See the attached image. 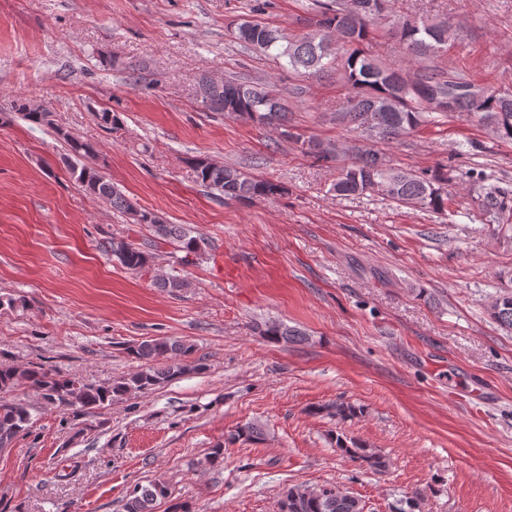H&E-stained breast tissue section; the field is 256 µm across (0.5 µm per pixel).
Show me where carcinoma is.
Returning <instances> with one entry per match:
<instances>
[{
    "label": "carcinoma",
    "instance_id": "1",
    "mask_svg": "<svg viewBox=\"0 0 512 512\" xmlns=\"http://www.w3.org/2000/svg\"><path fill=\"white\" fill-rule=\"evenodd\" d=\"M387 25V34L399 48L419 64L413 74L385 66L371 51L375 31ZM449 20L429 16H409L400 21L392 19L390 0H331L321 6L311 22V31L290 39L280 30L261 22H248L234 29L235 39L246 49L263 53L275 52V57L288 58V67L304 69L310 75L323 74L336 68L348 89L347 97L336 112V123L360 129L370 112H379L382 125L375 132L374 143H393L420 130L434 120L428 103L435 99H453V105H443L442 115H466L473 121L493 128L496 137L512 141V91L493 86L483 88V96L469 98L474 82L460 73H449L432 61L448 50L445 37ZM202 102L212 112H223L257 121L261 125L286 126L288 105L266 83L245 84L234 79L214 81L207 77L198 83ZM12 109L24 119L37 125L55 127L53 112L44 109L34 112L28 100L19 98ZM57 133L67 142L70 156L81 158V165L67 164V170L88 193L106 200L125 213L130 223L151 227L156 237L168 241L184 253L181 260L198 255L209 241L193 234L181 224H169L154 211L143 209L127 197L98 168L100 151L97 144L70 136L60 127ZM288 139L301 150L323 162L336 160L335 152L323 144L305 139L301 134L286 131ZM354 161L340 169L333 191L343 197L373 192L376 184L390 187L388 197L405 204H418L435 212L446 210L448 193L444 184L448 173L435 168L412 173L384 162L380 153L366 146H353ZM197 180L205 187L234 200H273L282 196L284 186L272 181L247 176L227 165H214L206 157L192 161ZM108 252L124 268L133 272L149 269L152 255L139 244L114 237L108 242ZM158 287L179 297L190 287L180 275H166L156 280ZM492 320L512 330V291L497 296L487 307ZM260 333L273 342H298L301 333L283 323L265 322ZM126 352L145 363L138 372L114 379L107 385H91L71 375H60L41 364L17 367L0 363V450L11 447L16 438L32 432L33 418L29 405L15 397V392L31 389L44 403L68 411L73 417H95L101 410L131 393H146L169 382L186 371L202 368V359L187 362L194 347L181 340L159 337L131 344ZM325 410L338 421L357 415L355 405L336 401ZM237 440L258 444L264 440V429L256 422H247L230 434L227 441ZM336 447L354 461L375 473L389 467L388 458L378 451L355 441L349 443L336 436ZM425 492L407 491L396 499L393 512H421ZM167 502V512H192L183 502L172 499L168 483L160 478L147 485H137L130 493L125 512H155L156 504ZM278 512H364L361 499L339 484L317 487L293 485L281 493Z\"/></svg>",
    "mask_w": 512,
    "mask_h": 512
}]
</instances>
